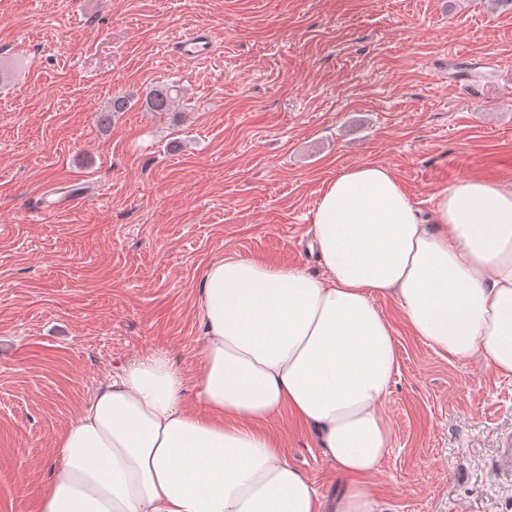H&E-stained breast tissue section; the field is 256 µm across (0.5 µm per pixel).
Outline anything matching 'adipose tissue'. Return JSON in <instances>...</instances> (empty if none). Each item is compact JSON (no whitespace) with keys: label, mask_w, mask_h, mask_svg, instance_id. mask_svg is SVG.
Wrapping results in <instances>:
<instances>
[{"label":"adipose tissue","mask_w":512,"mask_h":512,"mask_svg":"<svg viewBox=\"0 0 512 512\" xmlns=\"http://www.w3.org/2000/svg\"><path fill=\"white\" fill-rule=\"evenodd\" d=\"M324 275L249 257L205 269L193 380L163 351L116 368L55 446L38 512H382L397 369L377 298L439 353L512 377V190L469 179L421 215L383 166L344 170L313 215ZM311 428L348 481L325 499L267 428Z\"/></svg>","instance_id":"ef3b65f1"}]
</instances>
